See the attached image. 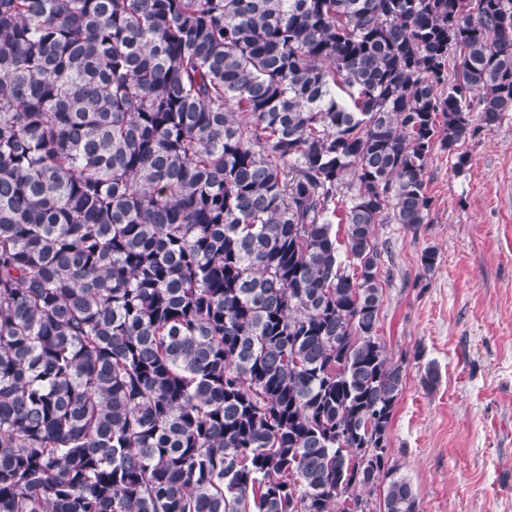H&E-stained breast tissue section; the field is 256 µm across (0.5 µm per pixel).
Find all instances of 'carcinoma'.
<instances>
[{
  "label": "carcinoma",
  "instance_id": "cac0c4a2",
  "mask_svg": "<svg viewBox=\"0 0 512 512\" xmlns=\"http://www.w3.org/2000/svg\"><path fill=\"white\" fill-rule=\"evenodd\" d=\"M511 113L512 0H0V512H421L377 225Z\"/></svg>",
  "mask_w": 512,
  "mask_h": 512
}]
</instances>
